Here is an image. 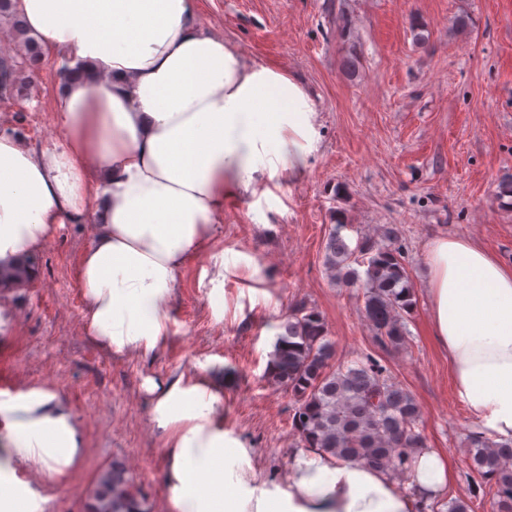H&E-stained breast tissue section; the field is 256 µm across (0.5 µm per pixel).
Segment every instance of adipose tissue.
Instances as JSON below:
<instances>
[{"label": "adipose tissue", "instance_id": "ef3b65f1", "mask_svg": "<svg viewBox=\"0 0 512 512\" xmlns=\"http://www.w3.org/2000/svg\"><path fill=\"white\" fill-rule=\"evenodd\" d=\"M195 0H17L43 50L66 48L93 81L51 97L63 140L36 149L0 132V264L42 249L57 224H89L80 256L89 339L115 355L168 340L188 261L217 241L224 203L294 181L317 148L318 108L298 77L248 60L200 27ZM430 326L479 435L512 439V266L459 237L427 248ZM169 512H421L454 475L423 448L400 485L387 470L298 449L284 482L224 427L218 384L150 381ZM0 440L21 463L64 480L82 434L54 393L0 404Z\"/></svg>", "mask_w": 512, "mask_h": 512}]
</instances>
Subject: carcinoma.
<instances>
[{
    "label": "carcinoma",
    "mask_w": 512,
    "mask_h": 512,
    "mask_svg": "<svg viewBox=\"0 0 512 512\" xmlns=\"http://www.w3.org/2000/svg\"><path fill=\"white\" fill-rule=\"evenodd\" d=\"M0 18L10 23L22 47V64L0 58V99L22 98L27 95L26 73L39 68L43 51L28 35L14 0H0ZM350 230L352 225L340 221L331 226L325 265L333 280L355 290V298L363 302L375 342L403 349L410 342L407 316L416 302L399 231L390 226L378 238L360 235L353 241ZM27 268L28 275L0 265V288L29 281L37 272L34 259H28ZM282 329L267 378L292 396L293 428L303 447L362 461L396 476L407 473L412 455L427 447L413 395L368 356L336 363L325 323L306 303L292 306ZM468 456L470 469L495 486L493 512H512V440L494 442L474 434ZM97 498L95 512H139L131 482L117 463L101 474Z\"/></svg>",
    "instance_id": "obj_1"
}]
</instances>
